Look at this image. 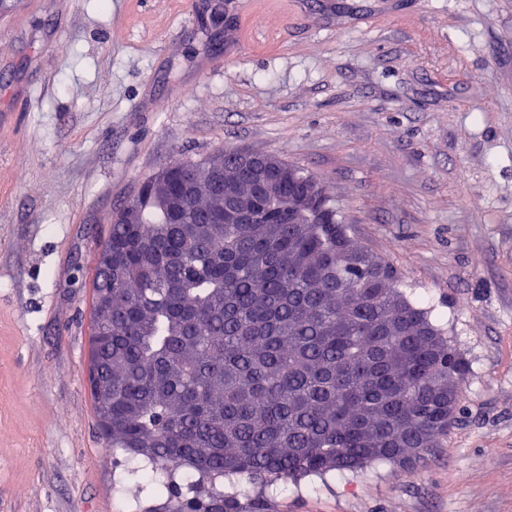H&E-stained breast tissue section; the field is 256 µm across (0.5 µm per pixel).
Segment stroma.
Wrapping results in <instances>:
<instances>
[{"mask_svg":"<svg viewBox=\"0 0 512 512\" xmlns=\"http://www.w3.org/2000/svg\"><path fill=\"white\" fill-rule=\"evenodd\" d=\"M18 0L0 22V512H121L92 279L141 179L221 149L322 183L468 366L440 447L276 512H512V0Z\"/></svg>","mask_w":512,"mask_h":512,"instance_id":"1","label":"stroma"}]
</instances>
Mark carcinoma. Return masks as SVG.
Instances as JSON below:
<instances>
[{"label": "carcinoma", "mask_w": 512, "mask_h": 512, "mask_svg": "<svg viewBox=\"0 0 512 512\" xmlns=\"http://www.w3.org/2000/svg\"><path fill=\"white\" fill-rule=\"evenodd\" d=\"M222 154V185L208 182V162L163 170L171 189L201 187L180 223L153 204L163 173L148 175L136 198L144 223L113 224L103 242L124 269L112 280L95 270L114 309L112 326L91 324L112 376L98 413L112 415L110 447L129 455L119 490L131 480L174 512H271L290 481L404 466L448 439L465 363L394 269L351 247L330 200L318 224L288 200V169L304 168L267 177L260 223L226 218L195 233L224 213V194L251 184L254 154ZM226 478L245 484L214 490Z\"/></svg>", "instance_id": "obj_1"}]
</instances>
